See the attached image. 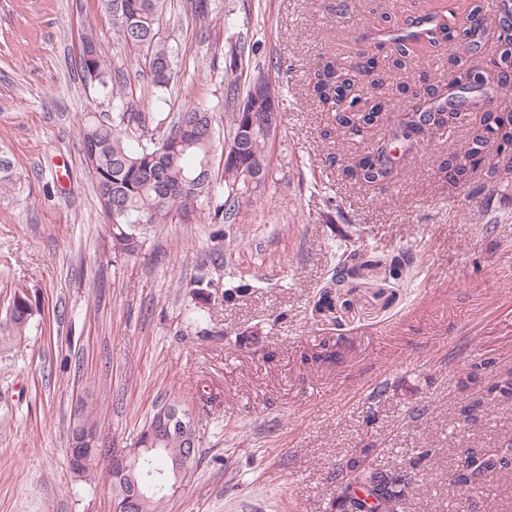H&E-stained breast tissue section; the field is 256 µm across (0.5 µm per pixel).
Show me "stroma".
Listing matches in <instances>:
<instances>
[{
    "mask_svg": "<svg viewBox=\"0 0 512 512\" xmlns=\"http://www.w3.org/2000/svg\"><path fill=\"white\" fill-rule=\"evenodd\" d=\"M331 2L210 0L198 17L168 0L162 33L180 79L165 111L196 102L230 116L251 71H265L282 113L272 177L226 224L178 214L117 258L80 129L85 113L114 107L82 77V41L93 35L138 107L148 65L100 0H0V151L19 163L0 192V317L15 285L41 302L22 342L0 347V512H111L107 463L85 482L68 469L73 424L94 413L126 448L173 400L199 449L168 512H325L332 472L368 443L379 469L436 449L407 512H465L454 457L512 436V398L464 431L456 411L512 374V185L481 166L484 196L448 186L438 157L467 149L463 123L402 160L382 191L329 165L367 146L323 140L328 115L305 97L310 65L325 52L352 60L383 16L444 0H355L341 17ZM234 44L246 65L232 62ZM346 241L368 266L316 312ZM405 251L412 264L391 277ZM201 278L217 293L201 298ZM327 343L335 360L322 358Z\"/></svg>",
    "mask_w": 512,
    "mask_h": 512,
    "instance_id": "1",
    "label": "stroma"
}]
</instances>
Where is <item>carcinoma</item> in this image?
Masks as SVG:
<instances>
[{
    "mask_svg": "<svg viewBox=\"0 0 512 512\" xmlns=\"http://www.w3.org/2000/svg\"><path fill=\"white\" fill-rule=\"evenodd\" d=\"M167 0H102V7L112 17V24L124 43L146 52L151 76L154 105L165 103L164 90L176 78L172 64L173 50L164 39L161 26ZM494 23L500 29V51L473 65L471 59L482 51L485 18L482 8H472L463 26L454 30L439 22L432 14L406 20L397 30L366 31L355 59L341 62L336 57L320 54L309 68L306 95L323 112L333 114L332 121L321 131V137L334 141L362 143L368 128L382 124L390 139H403L406 152L420 148L448 126V101L468 111L481 110L492 102L497 88L512 83V0H498ZM425 40L448 55V78L431 81L430 72L421 71L418 83L407 82L413 71L411 46ZM80 68L85 79L111 88L116 112L112 122L89 116L82 122V139L87 164L94 170L96 192L108 221L114 256H135L146 242V231L157 224H167L177 213L190 214L206 205L204 220L211 224L227 222L244 207L255 203L271 176L268 145L272 141L269 128L251 126L246 112L254 88L261 87L264 97L278 100V92L270 79L260 73L246 89L243 103L230 117L229 138L221 137L219 122L212 110L201 103L191 104L170 117L157 113L152 134L143 133L146 116L125 109V98L119 84L104 66L100 47L93 38L83 44ZM398 82L403 92L410 93L413 105L406 118L392 122L387 118L386 95L382 89L388 82ZM251 130L249 148L234 152L243 131ZM468 149L450 152L439 164L448 184L464 188L467 196L481 194L484 186L473 185L470 169L458 168L459 157L478 156L480 145L490 148L492 136L512 140V112L499 114L486 111L480 122L470 126ZM223 162L224 192H214L212 170L215 161ZM16 164L7 153L0 152V190L14 180ZM343 171L352 179L383 189L392 180L393 161L382 145L345 165ZM358 253L350 251L339 259L330 278L337 285L353 269ZM40 312L39 298L23 286L16 288L0 321V342L20 341L30 323ZM488 401L476 397L462 405L459 419L464 429L476 425L486 411ZM159 450L144 454L132 478L147 482L164 471L171 472L175 460L190 448L188 439L177 435L166 437ZM432 454L426 449L417 456L403 459L398 469L401 477H388L379 469L360 472V486L350 498L336 497L328 503L329 512H405L412 489L417 459ZM486 455L484 448H467L459 456L450 474L451 483L466 491L477 490L483 477L469 468V461ZM97 453L84 456L80 462H67L77 478L91 476L98 461ZM169 492L156 490L147 495L141 512H165Z\"/></svg>",
    "mask_w": 512,
    "mask_h": 512,
    "instance_id": "cac0c4a2",
    "label": "carcinoma"
}]
</instances>
